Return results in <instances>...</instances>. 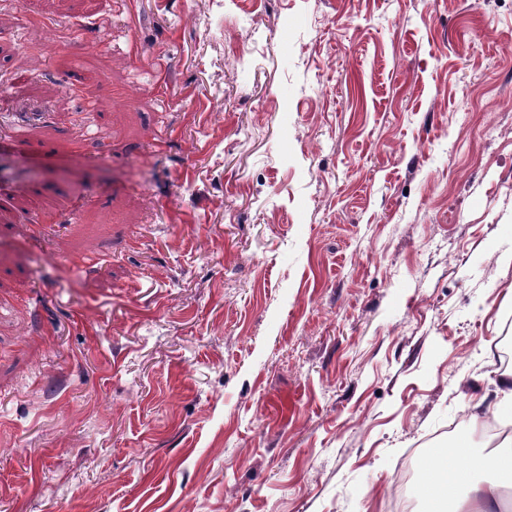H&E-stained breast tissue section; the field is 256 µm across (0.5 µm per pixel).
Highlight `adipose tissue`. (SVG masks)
<instances>
[{
	"mask_svg": "<svg viewBox=\"0 0 512 512\" xmlns=\"http://www.w3.org/2000/svg\"><path fill=\"white\" fill-rule=\"evenodd\" d=\"M434 456L437 463L424 479L434 512H501L512 492V457L496 452L465 457L455 448L436 449Z\"/></svg>",
	"mask_w": 512,
	"mask_h": 512,
	"instance_id": "obj_1",
	"label": "adipose tissue"
}]
</instances>
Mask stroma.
<instances>
[{
    "instance_id": "35a3bbf8",
    "label": "stroma",
    "mask_w": 512,
    "mask_h": 512,
    "mask_svg": "<svg viewBox=\"0 0 512 512\" xmlns=\"http://www.w3.org/2000/svg\"><path fill=\"white\" fill-rule=\"evenodd\" d=\"M24 3L0 512H389L434 449L489 450L512 0Z\"/></svg>"
}]
</instances>
